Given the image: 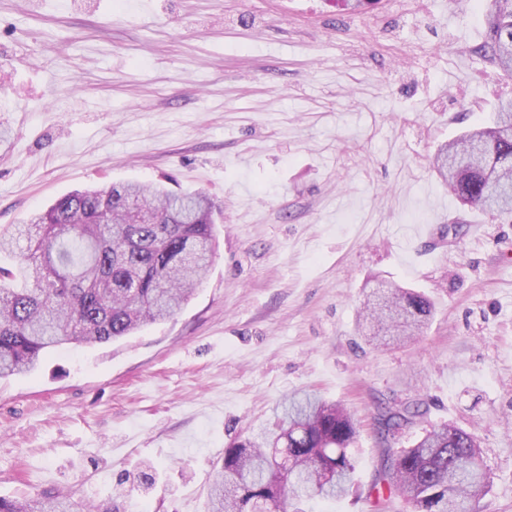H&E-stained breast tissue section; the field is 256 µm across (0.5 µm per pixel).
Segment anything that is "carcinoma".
<instances>
[{
    "label": "carcinoma",
    "instance_id": "carcinoma-1",
    "mask_svg": "<svg viewBox=\"0 0 512 512\" xmlns=\"http://www.w3.org/2000/svg\"><path fill=\"white\" fill-rule=\"evenodd\" d=\"M487 38L481 52L512 75V0H483ZM433 168L464 205L497 218L512 216V101L490 124L441 145ZM215 210L200 191L130 182L72 191L26 224L0 227V378L34 370L51 348L107 343L175 315L200 286L215 252ZM406 315L407 339L433 305L393 286L384 307ZM422 401L378 408L382 447L376 499L398 495L414 512H479L492 482L476 436L432 425L412 446L399 435L422 420ZM355 421L339 404L301 391L281 408L276 429L224 449L208 512H307L311 500L333 501L355 481ZM0 512H89L66 495L0 496Z\"/></svg>",
    "mask_w": 512,
    "mask_h": 512
}]
</instances>
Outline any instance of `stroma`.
Returning a JSON list of instances; mask_svg holds the SVG:
<instances>
[{"label": "stroma", "mask_w": 512, "mask_h": 512, "mask_svg": "<svg viewBox=\"0 0 512 512\" xmlns=\"http://www.w3.org/2000/svg\"><path fill=\"white\" fill-rule=\"evenodd\" d=\"M484 37L474 0H0V226L120 181L220 212L178 314L0 380V496L206 512L225 448L309 388L359 425L356 488L313 512H372L377 408L415 399L512 512V220L430 168L512 97ZM384 280L431 299L415 341L369 342Z\"/></svg>", "instance_id": "obj_1"}]
</instances>
